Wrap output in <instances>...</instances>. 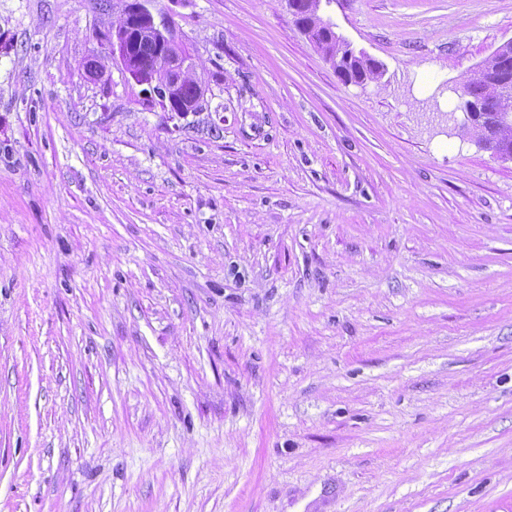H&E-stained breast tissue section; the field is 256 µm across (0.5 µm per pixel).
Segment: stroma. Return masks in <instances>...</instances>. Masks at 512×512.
<instances>
[{
  "label": "stroma",
  "mask_w": 512,
  "mask_h": 512,
  "mask_svg": "<svg viewBox=\"0 0 512 512\" xmlns=\"http://www.w3.org/2000/svg\"><path fill=\"white\" fill-rule=\"evenodd\" d=\"M203 111L0 0V512H512V161L464 84L512 0H149ZM307 14L312 16L314 22L300 24V28L312 42L322 51L327 60L336 67V70H345V64H349L352 60L363 58L358 61L357 68H347L344 77L360 78L362 76L372 78L378 75L379 70L383 67L382 63L369 59L363 51L358 53L351 47V44L342 36L338 35L330 21L324 20L320 15V7L322 0H306ZM333 32V35L331 34ZM459 98L460 105L458 108L466 115L467 121L470 123L471 127H475L480 131L479 144L483 148L490 150L495 156L512 161V128L506 132L511 138H505L502 132H500V130L510 124H502L495 130L496 133L494 135L491 134L489 131L482 128L483 117L481 116V111L479 107L466 99L467 93L465 89L461 91Z\"/></svg>",
  "instance_id": "obj_1"
}]
</instances>
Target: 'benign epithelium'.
<instances>
[{"label": "benign epithelium", "mask_w": 512, "mask_h": 512, "mask_svg": "<svg viewBox=\"0 0 512 512\" xmlns=\"http://www.w3.org/2000/svg\"><path fill=\"white\" fill-rule=\"evenodd\" d=\"M122 26L114 34L108 35L112 43V54L118 55L122 64L127 67L128 74L140 85L148 86V98L158 100L169 112L186 116L191 112L203 109L204 98L182 101L179 88L187 79L191 69L189 57L180 52L179 38L170 24H155L154 18L147 9V0H123ZM307 14L313 22L300 25L301 30L322 51L327 60L338 70L357 58L365 57V53L355 51L351 44L342 36L334 33L335 25L324 20L320 15L322 0H306ZM156 37L158 51L152 59H140L132 55L136 40L144 37ZM512 57V40L499 46L495 54L475 73L474 78L485 80L493 73L495 63L503 58ZM491 90L499 103V111L512 112V87L504 82L492 83ZM459 109L466 115L471 126L479 129V144L490 150L495 156L512 161V139L498 131L494 134L482 128L483 117L479 107L467 100L466 91L459 94Z\"/></svg>", "instance_id": "obj_1"}]
</instances>
